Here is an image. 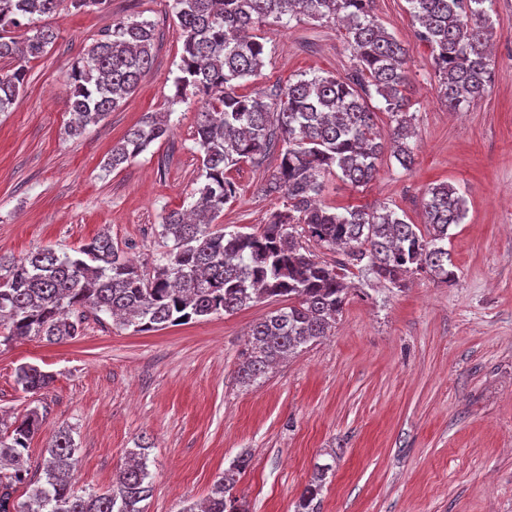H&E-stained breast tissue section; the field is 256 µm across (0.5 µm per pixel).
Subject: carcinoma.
Instances as JSON below:
<instances>
[{
  "label": "carcinoma",
  "mask_w": 512,
  "mask_h": 512,
  "mask_svg": "<svg viewBox=\"0 0 512 512\" xmlns=\"http://www.w3.org/2000/svg\"><path fill=\"white\" fill-rule=\"evenodd\" d=\"M79 11L107 0H0V58L17 66L0 69V112H9L24 91L26 64L42 57L57 34L42 17L64 3ZM183 44L176 96L201 97L195 141L201 185L193 202L169 212L160 235L173 248L156 260L147 278L125 258L112 238L99 234L76 254L51 249L18 258L0 255V330L5 339L38 338L58 343L78 336L80 311L104 313L121 330L154 331L204 317L231 315L252 302L280 297L287 304L252 325L238 369L249 386L301 346L327 335L350 292L347 268L365 270L380 283L401 285L424 273L451 283L448 237L463 223L464 198L440 183L427 188L424 226L409 224L386 206L352 207L342 212L319 204L325 177L334 173L354 188L371 182L386 149L405 169L414 162L409 77L410 48L381 25L373 0H173ZM418 23L417 35L431 51L439 93L459 111L480 100L491 85L495 61L488 51L493 35L492 0H406ZM332 20L343 26L356 51L355 70L344 78L313 74L290 82L275 103L238 93L240 81L258 75L264 44L256 31L269 19ZM30 32L23 43L4 36L11 28ZM156 26L120 20L112 32L84 49L69 73L66 133L79 137L130 96L151 69ZM378 96L391 118L385 135L375 127L367 100ZM170 132L168 120L148 114L112 147L103 169L143 153ZM282 142L280 162L262 191L282 201L266 223L251 232L215 226L237 186L230 171L241 162L260 164ZM343 251L329 263L314 249ZM17 381L24 391L48 387L54 376L22 365ZM42 427L29 411L10 431H0V512H144L151 492L144 448L130 452L132 463L102 492L75 489L77 445L71 431H56L43 468L31 463L29 445ZM250 466L237 457L215 480L209 497L182 512H249L233 490ZM332 465L316 467L294 512H320V496ZM28 487L25 500L16 487Z\"/></svg>",
  "instance_id": "1"
}]
</instances>
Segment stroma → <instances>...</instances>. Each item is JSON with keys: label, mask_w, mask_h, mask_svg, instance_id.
<instances>
[{"label": "stroma", "mask_w": 512, "mask_h": 512, "mask_svg": "<svg viewBox=\"0 0 512 512\" xmlns=\"http://www.w3.org/2000/svg\"><path fill=\"white\" fill-rule=\"evenodd\" d=\"M172 0H111L108 10L48 17L53 47L27 65L13 111L0 114V254L45 246L72 250L99 232L149 270L167 250L163 217L186 206L199 167L197 98L175 101L182 37ZM387 31L409 44L415 160L383 156L376 178L353 188L326 177L331 206L384 204L423 223L433 183L458 188L466 216L453 227L450 283L414 275L404 286L354 272L349 300L330 335L310 342L252 386L237 369L251 325L280 308L267 298L231 315L136 333L110 315H86L79 336L50 344L0 342V420L44 415L30 444L33 464L59 428L78 446L80 488L104 492L131 450L148 449L152 491L145 512H181L205 499L237 456L250 466L236 487L250 512H294L316 464H333L321 512H512V0H493L491 88L452 112L438 92L429 47L415 36L406 0H375ZM148 20L160 33L152 68L126 103L81 136L64 132L72 63L120 20ZM260 76L244 92L272 95L302 74L345 76L354 53L334 22L270 21ZM149 112L171 132L107 172L102 164ZM261 165L231 176L235 202L221 225L265 223L280 200L264 195ZM53 374L23 392L17 370Z\"/></svg>", "instance_id": "stroma-1"}]
</instances>
